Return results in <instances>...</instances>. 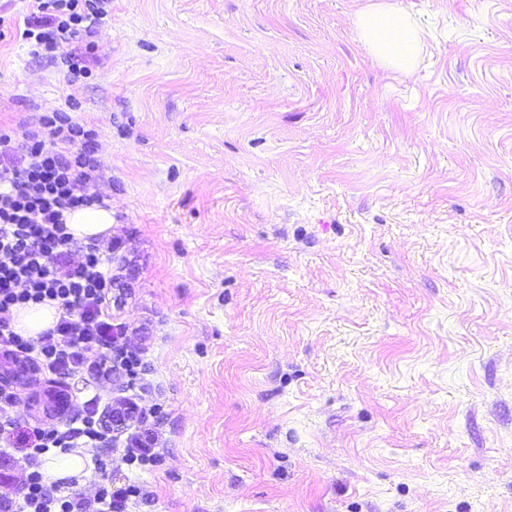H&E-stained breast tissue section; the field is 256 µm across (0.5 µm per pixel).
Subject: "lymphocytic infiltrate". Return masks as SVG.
Segmentation results:
<instances>
[{"instance_id": "obj_1", "label": "lymphocytic infiltrate", "mask_w": 512, "mask_h": 512, "mask_svg": "<svg viewBox=\"0 0 512 512\" xmlns=\"http://www.w3.org/2000/svg\"><path fill=\"white\" fill-rule=\"evenodd\" d=\"M35 11L22 32L35 51L91 34L107 13L110 0H33ZM46 136L27 138L15 148L10 130L0 128V354L33 363L38 370L79 384L86 372L110 379L113 369L136 377L141 361L123 347L124 331L112 322V248L88 241L77 246L65 222L66 212L104 206L90 192L101 164L89 148L91 134L69 118L44 117ZM50 303L59 319L35 338L17 333L13 312ZM18 394L0 389V458L17 457L21 480L16 491L0 495V512H125L143 488L137 482L116 485L106 461L97 460L99 488L92 495L48 482L41 462L51 450L69 451L78 440L103 442L96 417L98 396L66 428L24 429L16 411Z\"/></svg>"}]
</instances>
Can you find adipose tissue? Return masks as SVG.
I'll return each mask as SVG.
<instances>
[{"instance_id": "obj_1", "label": "adipose tissue", "mask_w": 512, "mask_h": 512, "mask_svg": "<svg viewBox=\"0 0 512 512\" xmlns=\"http://www.w3.org/2000/svg\"><path fill=\"white\" fill-rule=\"evenodd\" d=\"M357 26L373 55L388 67L411 71L423 49V28L407 20L390 0H373L357 16ZM65 220L75 238L89 240L112 232L111 208L77 210Z\"/></svg>"}]
</instances>
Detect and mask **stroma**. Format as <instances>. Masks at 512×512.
<instances>
[{"instance_id": "1", "label": "stroma", "mask_w": 512, "mask_h": 512, "mask_svg": "<svg viewBox=\"0 0 512 512\" xmlns=\"http://www.w3.org/2000/svg\"><path fill=\"white\" fill-rule=\"evenodd\" d=\"M370 2L112 0L79 79L0 39V125L93 133L127 512H512V0H395L408 73ZM365 44L388 67L410 72L423 49V28L411 23L402 10L388 1L364 8L356 20ZM155 444L154 433L145 431L138 434L131 439L132 455L130 461H139L143 464H152L156 458V453L153 448Z\"/></svg>"}]
</instances>
